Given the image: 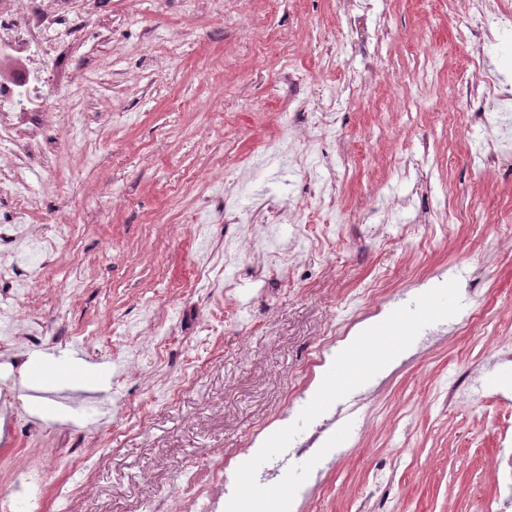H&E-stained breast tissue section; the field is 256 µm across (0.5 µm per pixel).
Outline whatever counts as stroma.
Instances as JSON below:
<instances>
[{"instance_id":"1","label":"stroma","mask_w":512,"mask_h":512,"mask_svg":"<svg viewBox=\"0 0 512 512\" xmlns=\"http://www.w3.org/2000/svg\"><path fill=\"white\" fill-rule=\"evenodd\" d=\"M100 2L55 54L64 110L41 136L59 148L27 177L42 209L24 223L55 251L16 241L27 271L0 281L22 324L65 337L22 347L21 428L0 446V486L46 449L66 456L103 434L113 452L93 487L59 469L54 481L79 494L45 495L40 512H151L186 465L233 455L278 413L290 375L361 289H383V320L441 267L461 310L336 401L353 431L310 473L309 509L485 512L496 424L512 417L495 397L512 387V363L498 361L512 351V242L498 224L512 210V148L485 131V101L467 89L478 59L512 87V25L463 39L453 0H376V54L343 39L341 0ZM368 54L365 100L347 85ZM271 239L296 256L276 279L259 270ZM209 254L229 308L195 277ZM153 308L162 327L144 319ZM137 336L162 339L168 361L144 358L140 377L119 380L109 354ZM69 355L106 372L109 404L34 413L31 364ZM186 366L197 385L170 397V371ZM139 405L149 415L129 426Z\"/></svg>"}]
</instances>
